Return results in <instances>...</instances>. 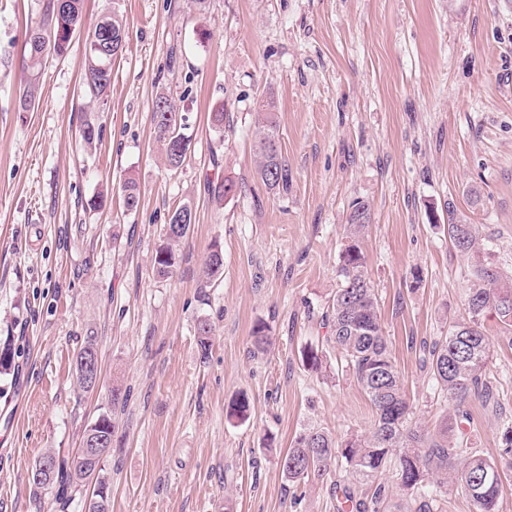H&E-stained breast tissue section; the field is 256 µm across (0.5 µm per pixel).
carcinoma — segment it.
<instances>
[{"instance_id":"carcinoma-1","label":"carcinoma","mask_w":512,"mask_h":512,"mask_svg":"<svg viewBox=\"0 0 512 512\" xmlns=\"http://www.w3.org/2000/svg\"><path fill=\"white\" fill-rule=\"evenodd\" d=\"M84 0H68L67 10L57 13L54 0H48L40 19L26 30L24 52L31 70V80L19 98V109L28 111L35 103L39 78L50 57H62L67 52L75 33L84 24ZM129 31L123 16L114 11L101 17L87 34L85 41L86 68L84 80L90 99L105 100L112 81V62L117 58L112 45L125 43ZM274 102L262 98L257 102L260 115L255 142L256 173L269 191H286L290 173L282 150L271 153L267 144L279 138L272 117ZM224 104L210 112V123L219 139H224ZM155 138L164 149L168 167L177 169L183 163L190 147L191 136L185 133L182 113L172 99L161 92L156 95L151 113ZM236 182L227 177L212 190L215 202L222 204L234 198ZM124 208L131 212L139 205V190L132 180L121 188ZM189 206L171 212L163 225V243L154 258L155 272L160 277L172 273L177 260V247L190 230L191 223L177 228L175 224ZM371 222L370 205L356 201L351 206L344 228L345 243L339 255L338 288L325 314V325L330 328L329 340L335 345L342 367L352 372L357 384L366 394L374 409V421L367 435L347 434L338 439L327 428L312 421L301 426L291 441L280 465L294 488L314 483L328 473L331 466L342 468L351 482H336L337 512H389L391 506L385 486L378 484L372 494L360 489L366 482H375L386 470L395 471L398 485L404 492L427 489L413 512H433L432 503L448 495V466L456 465L454 481L468 497L472 512H498L507 473L494 460L486 458L463 442L448 436L455 425L463 431L467 416L460 411L471 399H480L492 409L499 408L489 373L492 340L487 336L482 319L489 315L512 327V276L505 274L491 261L480 259L471 267V284L466 294L468 318L448 327V335L435 340L424 360L440 394L453 404V412L445 415L436 434H426L412 425L413 409L403 391L400 375L384 336L377 295L366 269V259L359 242ZM452 246L463 255L481 254L484 239L475 224H457L453 211H448V223L443 225ZM224 273L223 252L211 250L203 275L208 281L219 279ZM195 336L202 357H207L212 345L214 327L209 318L197 319ZM270 344L269 326L256 324L252 329V347L263 351ZM98 352L97 336L89 332L76 350L73 378L77 388L85 393L79 364L85 354ZM17 350L10 340L0 342V377L15 370ZM303 365L313 371L327 369L323 351L312 346L302 351ZM127 402V394L116 386L112 388V403L84 427L83 439H102L112 443L115 434L113 411ZM250 414L246 395L236 398L226 411L230 422H244ZM111 448L93 458L77 454L69 460L47 450L53 467L49 473L38 475L31 469L30 484L34 493H54V504L60 512H68L78 503L79 512H111V480L106 462Z\"/></svg>"}]
</instances>
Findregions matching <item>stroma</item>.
<instances>
[{
    "instance_id": "1",
    "label": "stroma",
    "mask_w": 512,
    "mask_h": 512,
    "mask_svg": "<svg viewBox=\"0 0 512 512\" xmlns=\"http://www.w3.org/2000/svg\"><path fill=\"white\" fill-rule=\"evenodd\" d=\"M43 2L0 0V339L20 350L0 380V512H55L52 495L34 500L31 469L50 449L73 457L116 386L128 401L107 463L112 512H336L344 472L293 493L280 459L306 421L339 436L372 426L323 324L351 202L371 206L360 245L422 431L448 407L423 360L464 316L472 266L442 224L477 225L512 273V0H85L87 28L113 11L129 28L106 103L83 90L80 32L23 112L25 34ZM160 92L192 137L175 170L151 123ZM269 95L292 174L281 193L256 176L255 106ZM88 123L102 129L90 148ZM227 177L238 194L220 206L211 188ZM129 179L136 211L117 195L92 207ZM183 205L194 222L161 278L162 226ZM216 246L224 273L209 282ZM201 317L215 328L205 357ZM261 321L273 340L255 354ZM483 327L503 412L466 403L467 431L495 458L512 415V345L497 319ZM90 329L103 385L82 393L71 360ZM310 343L332 360L328 374L303 366ZM242 394L250 417L230 423Z\"/></svg>"
}]
</instances>
